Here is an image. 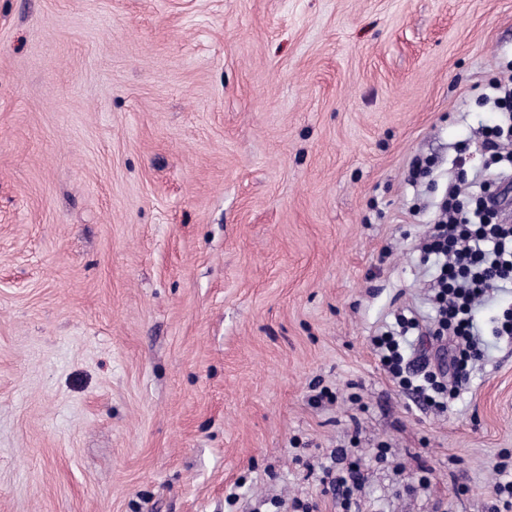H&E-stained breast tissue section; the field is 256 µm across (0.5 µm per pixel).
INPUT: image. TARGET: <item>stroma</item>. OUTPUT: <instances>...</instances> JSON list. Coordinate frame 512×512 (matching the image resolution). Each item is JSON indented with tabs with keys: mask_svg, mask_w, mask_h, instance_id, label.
Instances as JSON below:
<instances>
[{
	"mask_svg": "<svg viewBox=\"0 0 512 512\" xmlns=\"http://www.w3.org/2000/svg\"><path fill=\"white\" fill-rule=\"evenodd\" d=\"M511 75L512 0H0V512H489L512 292L445 412L371 339ZM346 473H336L333 476V469L331 467H326L323 471L325 477H322L321 483L326 484L327 486L324 488V493H329L333 496L336 495L337 498L342 497V504L346 510L351 508V492L352 487H357L361 480V474L357 468L355 462H349L347 465ZM326 479H329L327 482ZM351 483L352 487L349 486Z\"/></svg>",
	"mask_w": 512,
	"mask_h": 512,
	"instance_id": "obj_1",
	"label": "stroma"
}]
</instances>
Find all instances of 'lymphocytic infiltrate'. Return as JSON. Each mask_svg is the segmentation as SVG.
<instances>
[{
  "label": "lymphocytic infiltrate",
  "mask_w": 512,
  "mask_h": 512,
  "mask_svg": "<svg viewBox=\"0 0 512 512\" xmlns=\"http://www.w3.org/2000/svg\"><path fill=\"white\" fill-rule=\"evenodd\" d=\"M491 90L499 119L458 148L457 173L448 181L438 220L420 245L421 252L438 263L429 283L435 317L427 323L413 311L399 314L398 331L372 339L384 371L439 411L448 408L449 387L484 356L475 331L476 307L498 288L512 284V222L500 219L492 204L499 182L512 171V75L493 82ZM474 150L490 158L479 182L469 185L467 156ZM411 331L438 342L437 365L425 362L418 371L407 369L399 336Z\"/></svg>",
  "instance_id": "obj_1"
}]
</instances>
